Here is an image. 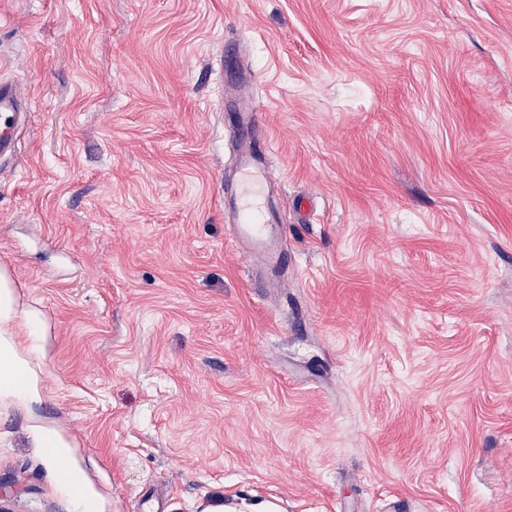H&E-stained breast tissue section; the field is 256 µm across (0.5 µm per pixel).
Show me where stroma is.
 Here are the masks:
<instances>
[{
    "mask_svg": "<svg viewBox=\"0 0 512 512\" xmlns=\"http://www.w3.org/2000/svg\"><path fill=\"white\" fill-rule=\"evenodd\" d=\"M256 75L295 260L224 222ZM0 512H512V0H0ZM31 112L27 89L21 84L0 80V157L16 150V134L8 131L15 123L23 126ZM15 285L6 272L0 271V396L29 404L38 397L29 361L6 336H15L23 328L28 336H39L43 321L38 311L19 305ZM40 440L43 448H47L48 458L55 464L65 462L68 455L69 443L60 434L51 430L41 429Z\"/></svg>",
    "mask_w": 512,
    "mask_h": 512,
    "instance_id": "obj_1",
    "label": "stroma"
}]
</instances>
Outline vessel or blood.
Masks as SVG:
<instances>
[{"label": "vessel or blood", "instance_id": "obj_1", "mask_svg": "<svg viewBox=\"0 0 512 512\" xmlns=\"http://www.w3.org/2000/svg\"><path fill=\"white\" fill-rule=\"evenodd\" d=\"M224 103L232 108L227 118L237 149L235 177L224 189V214L231 219L232 240L251 265L276 271L290 265L292 257L284 246L283 216L268 203L276 176L264 105L242 89L227 95ZM30 110L27 89L0 80V157L15 152L14 129L26 123Z\"/></svg>", "mask_w": 512, "mask_h": 512}]
</instances>
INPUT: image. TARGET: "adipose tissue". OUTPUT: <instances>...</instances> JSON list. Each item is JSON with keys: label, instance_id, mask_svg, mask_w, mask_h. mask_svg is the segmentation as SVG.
I'll return each instance as SVG.
<instances>
[{"label": "adipose tissue", "instance_id": "obj_1", "mask_svg": "<svg viewBox=\"0 0 512 512\" xmlns=\"http://www.w3.org/2000/svg\"><path fill=\"white\" fill-rule=\"evenodd\" d=\"M27 335H40L43 321L38 311L22 308L13 281L0 271V396L29 404L38 396L28 360L12 341L16 328Z\"/></svg>", "mask_w": 512, "mask_h": 512}]
</instances>
